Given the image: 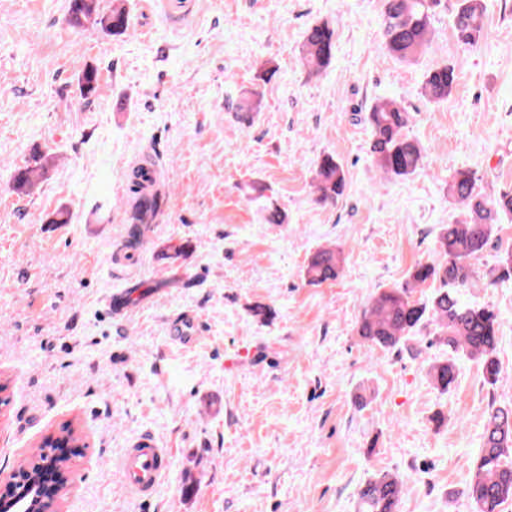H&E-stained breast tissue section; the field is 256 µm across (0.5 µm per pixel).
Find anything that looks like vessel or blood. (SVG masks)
<instances>
[{"mask_svg":"<svg viewBox=\"0 0 512 512\" xmlns=\"http://www.w3.org/2000/svg\"><path fill=\"white\" fill-rule=\"evenodd\" d=\"M200 333L199 325L190 317L173 323L169 334L179 342L193 343ZM170 466V452L148 435L136 439L126 448L120 462L127 494L145 498L152 495Z\"/></svg>","mask_w":512,"mask_h":512,"instance_id":"b4317fda","label":"vessel or blood"}]
</instances>
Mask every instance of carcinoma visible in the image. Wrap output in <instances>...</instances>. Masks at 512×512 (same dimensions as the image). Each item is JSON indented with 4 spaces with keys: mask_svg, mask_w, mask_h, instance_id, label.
Masks as SVG:
<instances>
[{
    "mask_svg": "<svg viewBox=\"0 0 512 512\" xmlns=\"http://www.w3.org/2000/svg\"><path fill=\"white\" fill-rule=\"evenodd\" d=\"M97 0H69V16L73 26L95 18L101 28L114 35L129 30V17L122 6H113L108 15L95 17ZM434 9L423 0H385L380 16V30L387 51L397 60L410 62L430 42L431 15ZM459 41L478 46L488 38L484 23L482 0H460L453 19ZM336 52L335 30L327 23L311 27L301 50L302 63L312 74L327 68ZM456 83L454 68L443 65L430 69L424 81V95L439 103L448 99ZM99 72L88 67L79 77L81 95L88 99L97 94ZM227 108L250 122V113L257 104L249 99H230ZM411 113L397 98H386L372 106L366 116L372 139L369 151L380 172L391 180H404L423 166V150L408 134ZM45 154L35 152L29 162L16 170L14 187L25 192L35 183L43 169ZM346 177L342 165L331 155L317 162L315 202L333 203L343 195ZM140 173L132 171L128 191L138 200L128 212L133 225L131 236L140 233L139 225L147 224L161 210L164 199L147 196ZM448 197L460 205L467 219L462 224H442L436 241L440 260L418 264L400 286L384 289L373 296L358 323V334L372 344L392 350L410 340L423 328L430 329L433 342L448 349V357L430 366L429 376L440 394L449 393L458 378V361L466 358L477 363L484 383L495 387L502 368L498 358L500 315L488 305L463 299V292L472 286L477 259L497 232L496 217L512 215V193L488 198L477 192L471 172L458 170L448 179ZM342 253L333 248L317 250L304 269L305 280L319 285L335 280L342 269ZM512 283V248L504 249L488 273L486 286ZM437 285L425 299L414 296L424 285ZM404 492V482L390 473H378L366 481L359 491L364 512H397ZM467 496L476 512H500L512 500V407L489 405L484 416L482 446L475 459Z\"/></svg>",
    "mask_w": 512,
    "mask_h": 512,
    "instance_id": "carcinoma-1",
    "label": "carcinoma"
}]
</instances>
